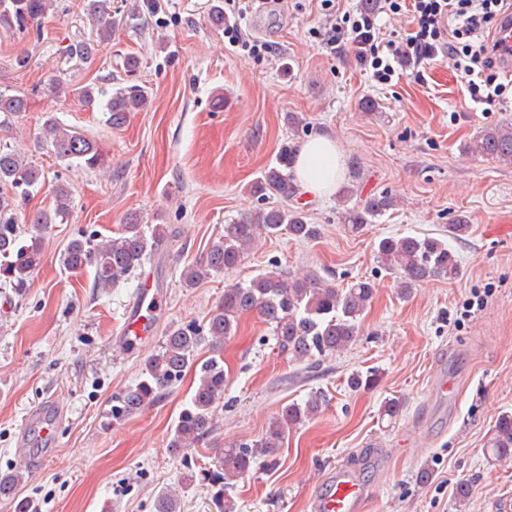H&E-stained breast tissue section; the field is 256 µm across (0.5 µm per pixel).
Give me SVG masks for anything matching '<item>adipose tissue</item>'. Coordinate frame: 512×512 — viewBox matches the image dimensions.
Instances as JSON below:
<instances>
[{"mask_svg":"<svg viewBox=\"0 0 512 512\" xmlns=\"http://www.w3.org/2000/svg\"><path fill=\"white\" fill-rule=\"evenodd\" d=\"M343 171V159L334 141L317 137L301 148L295 163L296 178L309 197L332 194Z\"/></svg>","mask_w":512,"mask_h":512,"instance_id":"1","label":"adipose tissue"}]
</instances>
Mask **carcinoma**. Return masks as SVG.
<instances>
[{
	"label": "carcinoma",
	"instance_id": "carcinoma-1",
	"mask_svg": "<svg viewBox=\"0 0 512 512\" xmlns=\"http://www.w3.org/2000/svg\"><path fill=\"white\" fill-rule=\"evenodd\" d=\"M52 7L53 0H0V26L18 34L27 33ZM84 9L97 22V40L67 47L69 56L81 60L92 58L96 47L112 41V17L105 11V0H84ZM139 69L138 58L127 55L123 58V70L129 85L111 92L90 84L72 92L84 106L108 113V122L119 127L130 113L147 106V92L134 84ZM27 107V96L0 91V121L10 122ZM33 148L36 152L51 153L68 166L104 167L103 153L95 139L53 118L39 129ZM462 150L511 167L512 121L484 127L463 144ZM297 151V145L283 144L275 164L266 167L247 185L248 193L259 201L271 197L290 200L297 196L298 188L290 174ZM46 180L45 171L32 159L9 144L0 143V185L11 189L9 195L0 193V282L18 291L27 288L31 275L42 262L44 232L70 211V187L57 176L51 184L53 207L27 214L34 234L27 242L20 240L21 209L45 187ZM395 206L393 197L381 192L362 206L341 212V219L351 233L357 234ZM469 231V217L460 214L448 225V239H462ZM165 235L166 225L144 224L140 215L132 213L108 239L96 240L82 234L71 239L64 251V266L73 272L90 267L94 272L93 287L109 288L141 268ZM282 235L313 240L319 236V229L308 222L301 208L262 207L246 218L224 225V235L212 244L206 258L183 269L184 287L193 288L214 274L237 268L258 239ZM448 239L386 237L379 240L375 255L380 269L397 278L400 295L407 297L424 282L457 277L459 265ZM374 294V285L369 280L339 288L316 274L287 279L276 269L262 272L245 283L230 285L224 289L221 311L206 326L189 323L169 329L158 351L145 362L140 380L112 398V419H124L155 402L187 368L197 364L199 384L180 412L169 443L171 448H193L212 431L214 409L224 396L223 343L236 334L240 315L257 312L269 326L279 350L291 361H317L356 341ZM204 344L212 355L200 363L198 352ZM324 403L322 394L315 392L300 403L284 406L261 438L223 449L216 457L214 469L202 470L198 476L190 473L187 480L199 478L209 482L212 512H236V503L227 494L232 481L259 464L270 469L276 467L288 430L315 416ZM486 448L492 462L512 460V413L498 417L488 433ZM19 480L17 473L1 475L0 498L16 500ZM179 508L180 499L172 492L167 491L157 499L156 512H178Z\"/></svg>",
	"mask_w": 512,
	"mask_h": 512
}]
</instances>
